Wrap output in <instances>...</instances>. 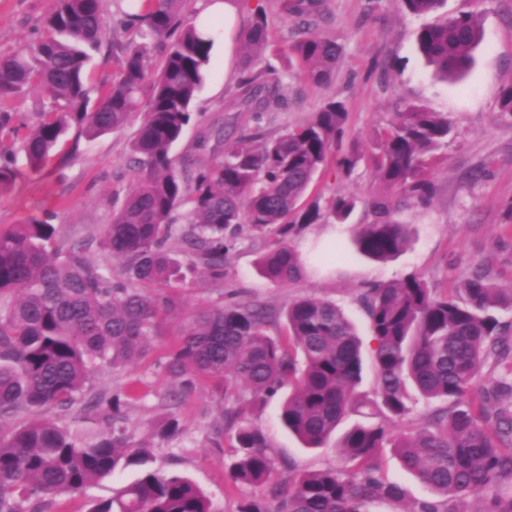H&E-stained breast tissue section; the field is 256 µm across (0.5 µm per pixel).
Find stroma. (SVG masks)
Returning a JSON list of instances; mask_svg holds the SVG:
<instances>
[{"instance_id":"35a3bbf8","label":"stroma","mask_w":512,"mask_h":512,"mask_svg":"<svg viewBox=\"0 0 512 512\" xmlns=\"http://www.w3.org/2000/svg\"><path fill=\"white\" fill-rule=\"evenodd\" d=\"M328 2L329 14L319 31L336 39L342 59L331 82L323 87L306 85L296 62L285 54V46L294 39L293 25L276 13L274 0H246L243 18L251 20L257 8H264L271 41L264 62L280 77L286 97L285 107L273 113L264 131L305 122L330 97L346 106L347 119L335 155L352 153L358 161L351 174L316 175L305 196L310 202L339 191L357 198L348 223L335 227L334 240L343 244L346 259L281 286L257 269L268 238L255 237L245 228L226 260L223 284L213 283L201 272L190 278L184 312L223 303L233 292L278 309L290 298L314 296L343 307L365 336L369 322L356 297L369 285L417 274L431 287L453 289L478 262L492 268L501 281L512 283V119L500 113L502 90L512 84V0H484L483 40L471 71L455 84L434 78L416 48L421 21L403 12L398 0ZM55 5L56 0H0V54L23 51L35 37L37 19ZM243 53L241 36L228 44L216 42L196 98L195 120L171 151L179 167L189 166L194 158L198 130L223 121L224 105L234 93L227 74L239 71ZM403 101L450 115L457 136L441 150L430 172L437 187L432 204L407 209L401 216L413 230L411 247L396 258L377 262L357 253L352 241L359 225L371 219L365 201L373 190L370 156L377 151V132ZM138 126L134 120L91 141L70 131L40 171L32 169L25 155H17V178L11 190L0 195V230H10L48 210L54 212L62 237L84 242L90 261L119 269L120 260H104L96 236L132 183L130 141ZM478 168L486 169V177L469 181L468 172ZM180 327V319L164 321L149 357L126 372L102 371L92 381L96 391L110 393L121 390L128 378L140 380L142 396L132 402L124 423L134 441H152V432L164 415L161 399L180 388L163 368L178 343ZM279 405V398H272L253 416L277 457L292 460L299 469L344 467L334 447L304 448L283 426ZM174 410L182 431L171 441L155 443L154 467L189 476L210 496L216 512H234L239 501L260 494L257 486L227 485L225 451L212 445L220 411L210 385H198ZM381 466L387 480L402 488L404 499L370 504L369 512H408L416 501L429 497V490L402 469L391 449H384ZM138 475V468L130 467L83 491L57 495L49 512H85L88 500L112 497Z\"/></svg>"}]
</instances>
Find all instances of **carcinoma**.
<instances>
[{
	"mask_svg": "<svg viewBox=\"0 0 512 512\" xmlns=\"http://www.w3.org/2000/svg\"><path fill=\"white\" fill-rule=\"evenodd\" d=\"M125 2L109 31L102 0H57L24 51L0 55V189L15 175L14 146L36 168L73 127L88 139L123 129L149 94L130 143L133 184L99 237L106 258L122 260L120 275L90 262L81 243L59 237L51 212L0 233V419L105 407L94 433L46 419L0 433V512H47L43 505L55 495L129 466L139 467V477L88 512H214L190 478L149 466L152 447L134 442L122 427L139 381L98 394L91 377L146 358L160 323L181 310L186 274L173 256L177 249L222 284L241 225L261 236L274 228L282 240L262 253L258 267L286 286L301 278L304 265L283 238L328 217L343 223L356 206L348 195L331 196L323 207L300 206L317 173L333 162L348 172L356 164L333 153L346 118L342 102L326 101L303 124L261 131L284 99L278 77L261 67L269 45L262 8L244 35V73L236 83V100L255 127L240 128L229 142L223 127L206 129L191 168L181 173L171 149L194 118L214 39L182 21L183 0ZM276 2L295 24L289 52L302 78L313 87L329 83L341 49L312 31L325 0ZM399 2L412 15H437L417 31V48L441 79L462 76L481 41L482 0H468L470 9L452 14L440 13L446 0ZM107 40L119 71L90 110L84 74ZM34 88L42 112L30 128L11 103ZM453 129L446 113L399 104L371 158L372 220L353 239L361 254L386 261L408 248L409 227L397 216L431 204L430 164ZM358 303L375 343L368 350L344 309L322 298L296 297L279 311L238 298L183 317L181 339L165 365L181 389L167 399L186 396L198 380L213 384L224 421L215 447L228 437V479L262 487L261 496L241 501L235 512H367L378 500L399 502L401 487L381 471L380 453L388 446L434 494L413 512H512V320L500 315L512 312V285L477 264L452 291L411 274L363 289ZM281 318L286 335H271ZM368 361L374 386L363 391ZM285 389L281 421L306 448L326 447L344 421L356 418L336 439L346 467L301 472L278 461L250 415ZM413 391L442 405L395 435L392 427L410 413ZM178 432L171 415L155 437L164 442ZM473 500L483 507L471 508Z\"/></svg>",
	"mask_w": 512,
	"mask_h": 512,
	"instance_id": "carcinoma-1",
	"label": "carcinoma"
}]
</instances>
